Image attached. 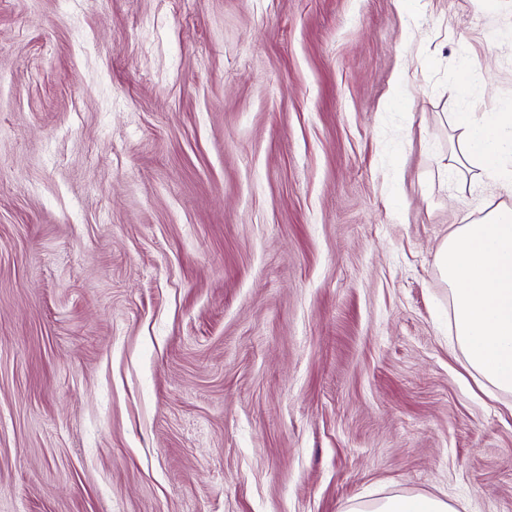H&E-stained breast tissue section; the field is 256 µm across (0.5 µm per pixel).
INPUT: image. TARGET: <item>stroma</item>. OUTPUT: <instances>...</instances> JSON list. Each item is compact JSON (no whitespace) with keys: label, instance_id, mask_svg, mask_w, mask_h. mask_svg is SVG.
<instances>
[{"label":"stroma","instance_id":"35a3bbf8","mask_svg":"<svg viewBox=\"0 0 512 512\" xmlns=\"http://www.w3.org/2000/svg\"><path fill=\"white\" fill-rule=\"evenodd\" d=\"M510 33L512 0H0V512H512V394L435 263L512 207L454 159ZM343 512H456L445 496L392 493L351 501Z\"/></svg>","mask_w":512,"mask_h":512}]
</instances>
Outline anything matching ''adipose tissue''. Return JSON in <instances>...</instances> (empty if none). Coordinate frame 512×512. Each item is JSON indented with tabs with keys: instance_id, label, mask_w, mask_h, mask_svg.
Listing matches in <instances>:
<instances>
[{
	"instance_id": "1",
	"label": "adipose tissue",
	"mask_w": 512,
	"mask_h": 512,
	"mask_svg": "<svg viewBox=\"0 0 512 512\" xmlns=\"http://www.w3.org/2000/svg\"><path fill=\"white\" fill-rule=\"evenodd\" d=\"M459 161H478L512 180V112L460 113ZM454 306V339L467 366L492 387L512 393V208L448 233L436 252ZM344 512H455L446 497L392 493L351 501Z\"/></svg>"
}]
</instances>
